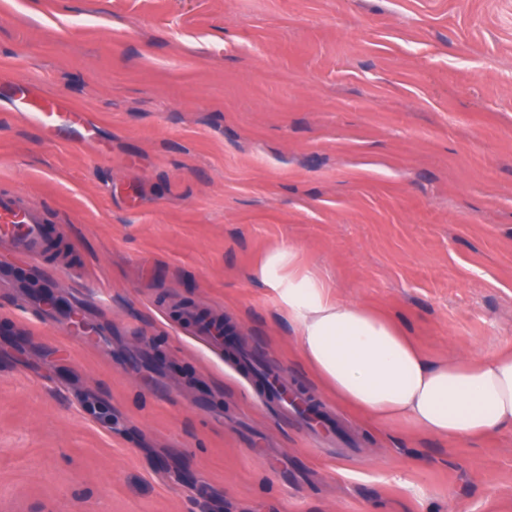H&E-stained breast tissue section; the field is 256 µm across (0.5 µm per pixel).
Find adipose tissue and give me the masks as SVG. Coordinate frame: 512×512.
I'll return each mask as SVG.
<instances>
[{"instance_id": "obj_1", "label": "adipose tissue", "mask_w": 512, "mask_h": 512, "mask_svg": "<svg viewBox=\"0 0 512 512\" xmlns=\"http://www.w3.org/2000/svg\"><path fill=\"white\" fill-rule=\"evenodd\" d=\"M254 275L279 289L301 358L346 405L451 442L512 432V339L477 358L437 363L388 318L332 300L292 245L268 254Z\"/></svg>"}]
</instances>
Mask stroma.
<instances>
[{"mask_svg":"<svg viewBox=\"0 0 512 512\" xmlns=\"http://www.w3.org/2000/svg\"><path fill=\"white\" fill-rule=\"evenodd\" d=\"M2 77L98 139L0 98V191L53 242L0 243V512H512L511 432L452 445L336 400L253 276L293 245L436 362L512 337V0H0ZM9 91L16 115L41 125L51 137L63 142H86L95 137V128L84 112L43 95L29 82L11 80Z\"/></svg>","mask_w":512,"mask_h":512,"instance_id":"stroma-1","label":"stroma"}]
</instances>
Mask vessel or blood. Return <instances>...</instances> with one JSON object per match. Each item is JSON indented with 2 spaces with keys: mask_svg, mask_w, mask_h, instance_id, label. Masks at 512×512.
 Returning a JSON list of instances; mask_svg holds the SVG:
<instances>
[{
  "mask_svg": "<svg viewBox=\"0 0 512 512\" xmlns=\"http://www.w3.org/2000/svg\"><path fill=\"white\" fill-rule=\"evenodd\" d=\"M9 91L16 115L41 125L51 137L64 142L94 138L95 128L84 112L43 95L25 81H11ZM0 241L30 260H39L47 250L40 210L20 197L0 194Z\"/></svg>",
  "mask_w": 512,
  "mask_h": 512,
  "instance_id": "vessel-or-blood-1",
  "label": "vessel or blood"
}]
</instances>
